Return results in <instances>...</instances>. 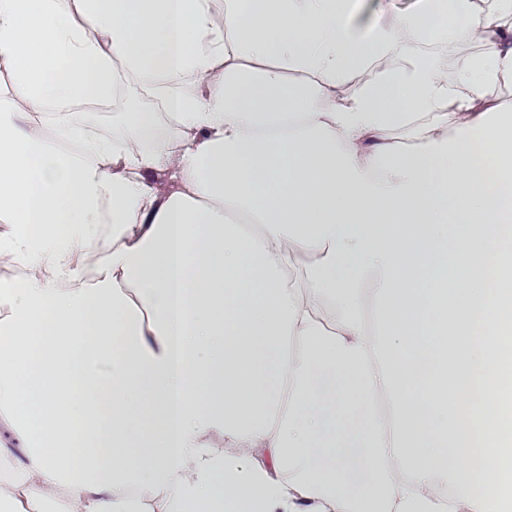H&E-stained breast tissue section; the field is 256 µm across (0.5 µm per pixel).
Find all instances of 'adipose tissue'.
Listing matches in <instances>:
<instances>
[{
    "mask_svg": "<svg viewBox=\"0 0 512 512\" xmlns=\"http://www.w3.org/2000/svg\"><path fill=\"white\" fill-rule=\"evenodd\" d=\"M359 9L0 0V512H512V0Z\"/></svg>",
    "mask_w": 512,
    "mask_h": 512,
    "instance_id": "obj_1",
    "label": "adipose tissue"
}]
</instances>
